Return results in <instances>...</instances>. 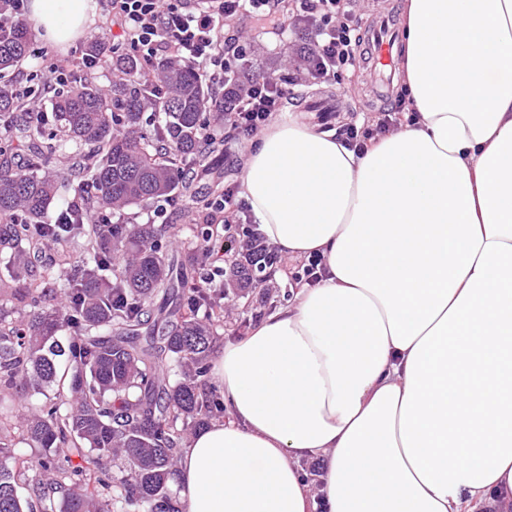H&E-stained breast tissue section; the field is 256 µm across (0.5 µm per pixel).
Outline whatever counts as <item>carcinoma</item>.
I'll use <instances>...</instances> for the list:
<instances>
[{
	"instance_id": "obj_1",
	"label": "carcinoma",
	"mask_w": 512,
	"mask_h": 512,
	"mask_svg": "<svg viewBox=\"0 0 512 512\" xmlns=\"http://www.w3.org/2000/svg\"><path fill=\"white\" fill-rule=\"evenodd\" d=\"M28 29L0 35V71L24 59ZM112 69L111 106L93 84L51 100V115L19 111L0 85V296L29 310L13 320L0 305V401L43 400L23 417L36 450L37 478L9 451L0 425V512H181L172 484L183 435L224 415L204 388L214 353L220 295L203 287L163 245L166 224H82L83 210L121 211L177 194L191 213L219 190L224 150L203 138L211 91L199 72L174 60L155 65L157 84L129 58ZM81 161L70 184L44 174L57 152ZM22 152L26 161L12 162ZM81 210L51 221L60 190ZM69 251L46 265L42 247ZM67 330L63 342L58 333ZM121 456L129 474L108 464Z\"/></svg>"
}]
</instances>
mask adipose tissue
<instances>
[{"label":"adipose tissue","mask_w":512,"mask_h":512,"mask_svg":"<svg viewBox=\"0 0 512 512\" xmlns=\"http://www.w3.org/2000/svg\"><path fill=\"white\" fill-rule=\"evenodd\" d=\"M96 11L28 2L63 49ZM402 24L412 121L356 152L277 117L245 155L259 230L324 273L215 360L227 416L182 450L185 512L512 504V0H404Z\"/></svg>","instance_id":"adipose-tissue-1"}]
</instances>
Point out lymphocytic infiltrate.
Listing matches in <instances>:
<instances>
[{"instance_id": "f902f5d3", "label": "lymphocytic infiltrate", "mask_w": 512, "mask_h": 512, "mask_svg": "<svg viewBox=\"0 0 512 512\" xmlns=\"http://www.w3.org/2000/svg\"><path fill=\"white\" fill-rule=\"evenodd\" d=\"M356 0H195L185 8L181 0H106L111 25H98L88 35L98 42L116 27L118 45L135 53L143 73L154 61L175 58L209 72L215 87L231 80L238 83L233 105L225 107L218 124L208 126L209 142H231L252 137L265 129L282 112L295 87L332 83L340 72L357 67L359 45L355 24ZM284 33L302 31L304 42L293 58L292 73L275 78L249 73L253 56L251 40L243 37L242 18ZM402 102L377 112L372 121L347 122L336 129L337 137L353 149L367 148L370 140L398 127L403 117ZM245 202L238 200L236 186L205 202L203 223L211 227L209 238L197 248L204 260L223 262L233 253L248 263L264 268L278 261L258 228L247 229L242 239L230 236L232 225L247 215Z\"/></svg>"}]
</instances>
